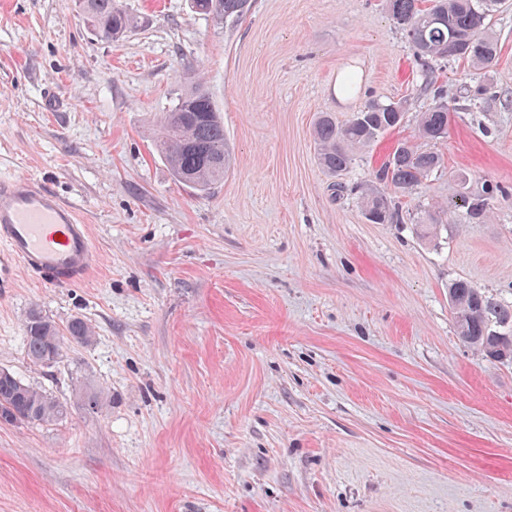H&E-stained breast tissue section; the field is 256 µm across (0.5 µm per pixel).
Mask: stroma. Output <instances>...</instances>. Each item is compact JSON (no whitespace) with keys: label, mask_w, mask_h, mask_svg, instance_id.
Segmentation results:
<instances>
[{"label":"stroma","mask_w":512,"mask_h":512,"mask_svg":"<svg viewBox=\"0 0 512 512\" xmlns=\"http://www.w3.org/2000/svg\"><path fill=\"white\" fill-rule=\"evenodd\" d=\"M119 3L143 24L107 42L76 0H0V176L52 186L103 257L81 284L0 295V369L70 405L0 424V512H512V361L464 346L448 308L459 278L512 300V9L480 70L422 65L384 0H252L234 23ZM196 73L231 152L204 193L157 147ZM442 93L455 114L427 148L445 168L404 205L505 195L431 241L368 222L358 189ZM400 99L337 191L317 115ZM35 307L91 342L33 365ZM502 193L498 185H488L482 189V194H472L469 191L461 195L462 205L465 208V219L469 223L480 224L485 222L490 213L491 201Z\"/></svg>","instance_id":"1"}]
</instances>
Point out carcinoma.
<instances>
[{
  "label": "carcinoma",
  "instance_id": "obj_1",
  "mask_svg": "<svg viewBox=\"0 0 512 512\" xmlns=\"http://www.w3.org/2000/svg\"><path fill=\"white\" fill-rule=\"evenodd\" d=\"M506 0H432L422 9L419 0H386L385 7L405 32L417 54L426 59H458L488 68L498 55V44L490 36L493 19ZM224 20L236 21L249 9L250 0H220ZM79 7L96 33L112 41L139 26L136 18L120 9L116 0H79ZM453 109L439 103L421 113L419 138L438 141L446 137ZM406 114L401 101L369 103L362 111L339 125L327 113L314 123L317 160L331 176L346 172L354 152L376 142L385 132L401 125ZM158 147L175 180L198 191H206L224 180L229 169V152L224 139V119L202 78L193 79L161 113ZM444 167L435 151L400 143L378 171L383 190L363 194L364 216L373 224H396L403 220L399 205L389 195H405ZM501 193L489 185L480 194L461 195L465 219L485 222L491 201ZM448 305L458 338L486 357L500 361L512 358V302L495 298L467 279L448 284ZM26 355L35 365L54 362L52 354L62 350L63 340L75 344L90 342L92 327L82 318L59 327L42 310H30L24 325ZM68 414V405L46 391L25 383L12 373H0V417L5 423H49Z\"/></svg>",
  "mask_w": 512,
  "mask_h": 512
}]
</instances>
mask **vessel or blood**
Wrapping results in <instances>:
<instances>
[{
    "mask_svg": "<svg viewBox=\"0 0 512 512\" xmlns=\"http://www.w3.org/2000/svg\"><path fill=\"white\" fill-rule=\"evenodd\" d=\"M99 263L75 207L25 176L0 178V290L19 272L57 286L82 283Z\"/></svg>",
    "mask_w": 512,
    "mask_h": 512,
    "instance_id": "b4317fda",
    "label": "vessel or blood"
}]
</instances>
